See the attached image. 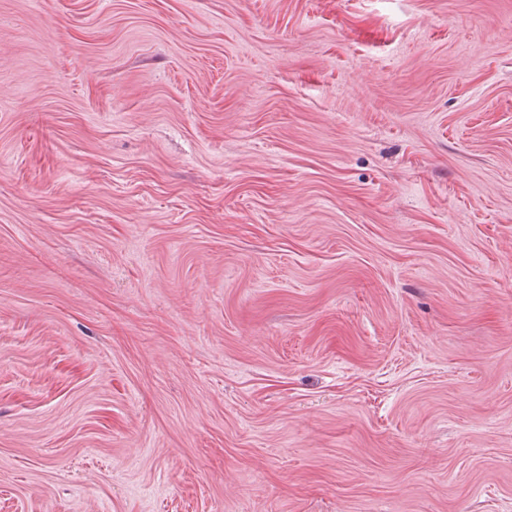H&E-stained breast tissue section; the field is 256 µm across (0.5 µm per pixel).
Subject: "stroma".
I'll return each instance as SVG.
<instances>
[{"label":"stroma","mask_w":512,"mask_h":512,"mask_svg":"<svg viewBox=\"0 0 512 512\" xmlns=\"http://www.w3.org/2000/svg\"><path fill=\"white\" fill-rule=\"evenodd\" d=\"M0 512H512V0H0Z\"/></svg>","instance_id":"stroma-1"}]
</instances>
